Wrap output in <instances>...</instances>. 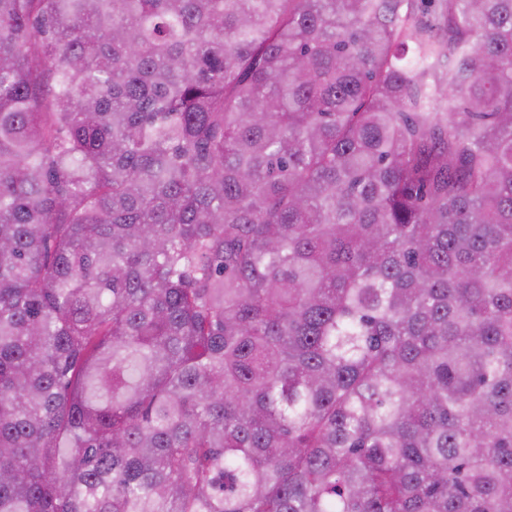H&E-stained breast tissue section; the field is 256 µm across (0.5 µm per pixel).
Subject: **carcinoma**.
Segmentation results:
<instances>
[{"label": "carcinoma", "mask_w": 512, "mask_h": 512, "mask_svg": "<svg viewBox=\"0 0 512 512\" xmlns=\"http://www.w3.org/2000/svg\"><path fill=\"white\" fill-rule=\"evenodd\" d=\"M0 512H512V0H0Z\"/></svg>", "instance_id": "1"}]
</instances>
